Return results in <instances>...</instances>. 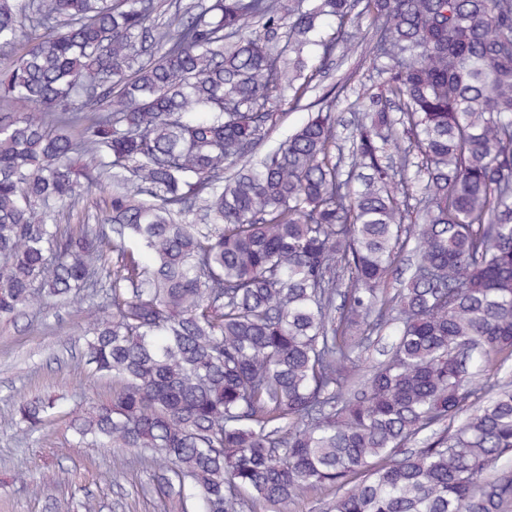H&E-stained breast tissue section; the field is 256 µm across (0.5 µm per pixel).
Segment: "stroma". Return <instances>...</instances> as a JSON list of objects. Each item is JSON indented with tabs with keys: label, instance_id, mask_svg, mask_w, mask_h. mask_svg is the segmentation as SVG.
<instances>
[{
	"label": "stroma",
	"instance_id": "35a3bbf8",
	"mask_svg": "<svg viewBox=\"0 0 512 512\" xmlns=\"http://www.w3.org/2000/svg\"><path fill=\"white\" fill-rule=\"evenodd\" d=\"M82 307L62 302L0 320V512H174L154 488L149 468L119 448L76 445L71 411L107 401L112 382L92 377L78 336ZM63 399L41 431L11 421L28 395ZM122 478L112 482L113 471Z\"/></svg>",
	"mask_w": 512,
	"mask_h": 512
}]
</instances>
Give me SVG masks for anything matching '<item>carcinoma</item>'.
Returning a JSON list of instances; mask_svg holds the SVG:
<instances>
[{
    "mask_svg": "<svg viewBox=\"0 0 512 512\" xmlns=\"http://www.w3.org/2000/svg\"><path fill=\"white\" fill-rule=\"evenodd\" d=\"M341 42L379 77L346 147L309 97ZM0 54V319L90 304L79 443L178 512H512V387L471 401L512 359V0H0ZM93 188L105 223L47 222ZM331 497L332 494L328 491H323L322 493H308L295 503L288 504V511H282V508L280 507L263 512H325L322 509L326 508V504L329 502Z\"/></svg>",
    "mask_w": 512,
    "mask_h": 512,
    "instance_id": "carcinoma-1",
    "label": "carcinoma"
}]
</instances>
